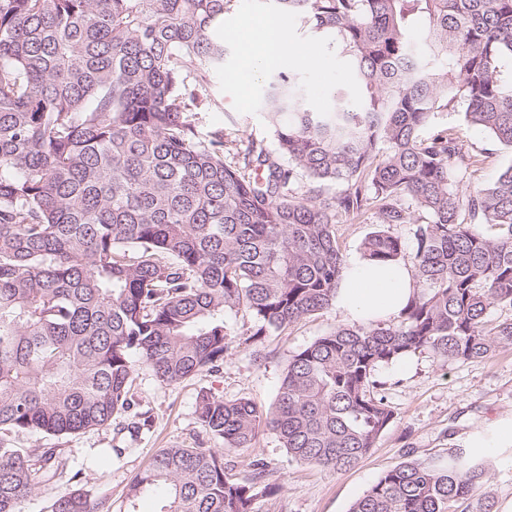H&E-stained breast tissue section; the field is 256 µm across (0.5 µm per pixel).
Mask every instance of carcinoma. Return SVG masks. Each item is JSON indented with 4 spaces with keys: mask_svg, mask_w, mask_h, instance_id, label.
Returning a JSON list of instances; mask_svg holds the SVG:
<instances>
[{
    "mask_svg": "<svg viewBox=\"0 0 512 512\" xmlns=\"http://www.w3.org/2000/svg\"><path fill=\"white\" fill-rule=\"evenodd\" d=\"M236 0H0V512L63 473L59 448L13 442L104 427L133 403L136 353L173 384L219 370L224 317L283 330L329 308L345 261L335 225L372 211L361 255L405 258L391 229L412 224L416 291L386 322L340 324L292 355L274 406L198 396L220 448L160 450L124 512H251L271 495L267 463L238 480L223 451L275 434L295 460L342 473L394 419L379 367L428 350L477 359L512 347V163L486 188L460 182L479 156L458 136L419 132L462 107L512 148V0H274L345 56L356 105L319 108L272 71L275 148L229 154L203 130L224 69V13ZM487 464L466 447L406 459L350 512H493ZM82 493L51 512H104Z\"/></svg>",
    "mask_w": 512,
    "mask_h": 512,
    "instance_id": "1",
    "label": "carcinoma"
}]
</instances>
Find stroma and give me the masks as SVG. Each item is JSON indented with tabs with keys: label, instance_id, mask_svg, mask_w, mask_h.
I'll return each mask as SVG.
<instances>
[{
	"label": "stroma",
	"instance_id": "35a3bbf8",
	"mask_svg": "<svg viewBox=\"0 0 512 512\" xmlns=\"http://www.w3.org/2000/svg\"><path fill=\"white\" fill-rule=\"evenodd\" d=\"M275 12L273 0H237L233 10L224 15V68L212 75L209 86L217 104L202 110L201 120L205 128H223L232 148L245 147L252 140L270 147L275 144L264 106L267 76L250 81L245 92L230 79L243 63L234 30L244 18ZM284 21L289 43L313 50L306 62L297 55H285L284 73L299 75L317 95L353 84L355 77L347 62L316 47L302 18L288 15ZM442 128L452 129L463 148L483 160L466 181L470 188L489 186L512 162V149L482 128L467 124L462 110L436 114L421 134L426 137ZM225 320L233 335V349L220 371L205 370L168 385L139 362L134 371V405L115 415L110 425L55 440L39 433L16 436L18 447L38 451L53 445L62 448L68 459L62 478L30 497L23 505L24 512H50L53 500L77 492L104 501L111 512H122L133 478L160 449L215 447V440L197 420L200 392L211 391L227 400L245 397L270 406L288 358L343 322L331 307L258 338L248 312L227 314ZM376 377L383 383L379 394L393 410L394 419L375 448L350 471L338 474L300 463L269 432L261 433L253 447L225 452V467L241 480L250 476L254 460H264L269 466L270 481L277 490L257 497L252 512H349L385 470L405 458L447 455L449 449L466 445L478 428L512 415V347L489 358L456 361L421 351L380 368ZM142 418L148 419V428L129 432L130 423ZM485 460L491 473L487 490L499 507L512 499V447L494 449Z\"/></svg>",
	"mask_w": 512,
	"mask_h": 512
}]
</instances>
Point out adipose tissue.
I'll return each mask as SVG.
<instances>
[{
  "mask_svg": "<svg viewBox=\"0 0 512 512\" xmlns=\"http://www.w3.org/2000/svg\"><path fill=\"white\" fill-rule=\"evenodd\" d=\"M247 37L241 43L246 69L265 68L273 55L290 51L286 37H275L277 18L247 19ZM415 288L410 264L398 261L379 264L357 257L349 261L336 292L339 313L355 323L390 320L399 316Z\"/></svg>",
  "mask_w": 512,
  "mask_h": 512,
  "instance_id": "ef3b65f1",
  "label": "adipose tissue"
}]
</instances>
